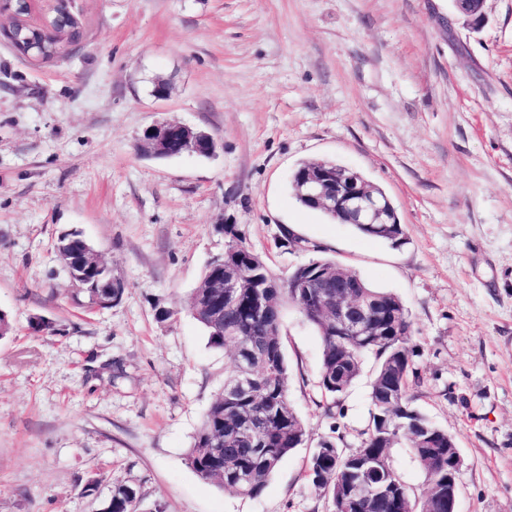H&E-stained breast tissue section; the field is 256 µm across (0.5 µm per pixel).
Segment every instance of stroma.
I'll return each mask as SVG.
<instances>
[{"instance_id":"1","label":"stroma","mask_w":512,"mask_h":512,"mask_svg":"<svg viewBox=\"0 0 512 512\" xmlns=\"http://www.w3.org/2000/svg\"><path fill=\"white\" fill-rule=\"evenodd\" d=\"M70 6L80 36L46 62L19 57L0 17V512H103L120 485L138 512H329L308 462L326 441L359 448L374 361L326 412L320 336L293 307L281 335L304 445L255 497L188 463L228 356L185 302L224 253L222 224L279 279L324 258L397 294L413 404L461 455L457 512H512V0H485L478 25L453 0ZM164 121L207 132L214 154L143 155ZM315 160L381 187L401 239L299 205L290 179ZM70 231L122 282L112 307H90L60 261Z\"/></svg>"}]
</instances>
